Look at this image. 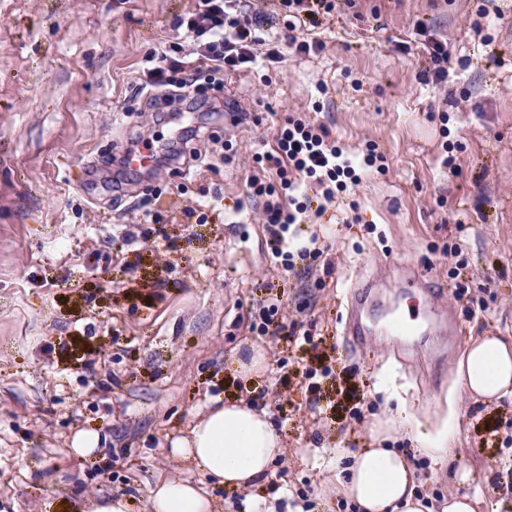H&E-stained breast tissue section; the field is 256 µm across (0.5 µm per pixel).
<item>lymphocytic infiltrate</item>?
<instances>
[{
    "mask_svg": "<svg viewBox=\"0 0 512 512\" xmlns=\"http://www.w3.org/2000/svg\"><path fill=\"white\" fill-rule=\"evenodd\" d=\"M182 19L184 43L145 66L142 83L169 88V101L198 104L206 89L223 90L224 76L255 64L278 63L283 55L276 40L261 37L273 20L264 11L244 14L240 0H194ZM342 0H279L288 16V47L298 56L322 50L313 36L323 16L338 12ZM207 71V86L195 83ZM255 175L248 179V196L261 201L262 220L272 256L282 270L294 272L296 260L317 259L319 250L291 248L292 227L306 214L322 217L330 204L349 198L364 167L385 169L386 157L375 142H367L361 160L345 156L325 125L300 115L286 116L277 126L270 151L254 154Z\"/></svg>",
    "mask_w": 512,
    "mask_h": 512,
    "instance_id": "lymphocytic-infiltrate-1",
    "label": "lymphocytic infiltrate"
}]
</instances>
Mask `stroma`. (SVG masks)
Here are the masks:
<instances>
[{
    "label": "stroma",
    "instance_id": "obj_1",
    "mask_svg": "<svg viewBox=\"0 0 512 512\" xmlns=\"http://www.w3.org/2000/svg\"><path fill=\"white\" fill-rule=\"evenodd\" d=\"M192 5L0 0V512H92L106 497L148 512L165 478L204 489L216 512H341L337 473L379 445L407 460L422 496L446 499L465 466L480 512H512V396L470 399L458 376L469 344L512 336V0H356L315 29L319 53L230 73L210 103L162 114L139 71L184 39ZM436 42L442 80L428 74ZM232 101L249 119L234 123ZM289 112L313 113L349 156L378 143L388 166L352 191L357 210L300 224L321 255L295 277L247 197V161ZM149 148L210 162L123 166ZM148 186L157 224L141 221ZM131 224L141 237L127 244ZM397 262L441 289L460 324L440 365L392 336L344 334L351 283ZM460 282L471 303L453 301ZM267 298L283 300L293 334L253 331ZM255 347L264 370L239 375ZM239 397L284 448L233 490L171 448ZM452 411L447 468L416 438ZM389 416L394 431L375 440ZM81 431L102 437L85 457L70 451Z\"/></svg>",
    "mask_w": 512,
    "mask_h": 512
}]
</instances>
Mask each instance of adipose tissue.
<instances>
[{
	"instance_id": "adipose-tissue-1",
	"label": "adipose tissue",
	"mask_w": 512,
	"mask_h": 512,
	"mask_svg": "<svg viewBox=\"0 0 512 512\" xmlns=\"http://www.w3.org/2000/svg\"><path fill=\"white\" fill-rule=\"evenodd\" d=\"M464 391L484 398L512 395V339L487 337L471 344L459 364ZM220 484L245 489L263 478L282 451L267 413L239 401L215 407L173 445ZM344 489L362 512H475L476 498L462 493L441 508L415 491L408 462L389 448H371L355 457ZM149 512H215L206 493L176 478L165 479L148 496Z\"/></svg>"
}]
</instances>
